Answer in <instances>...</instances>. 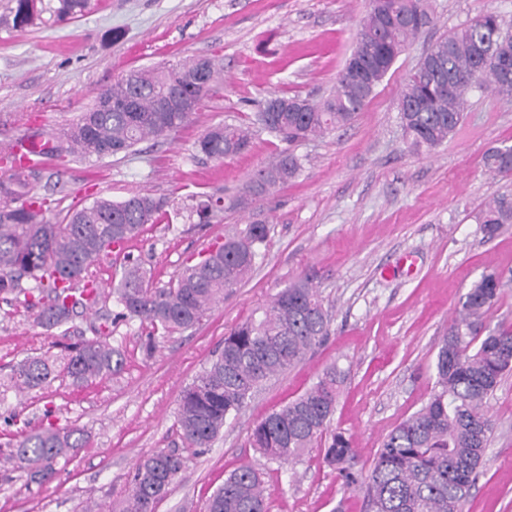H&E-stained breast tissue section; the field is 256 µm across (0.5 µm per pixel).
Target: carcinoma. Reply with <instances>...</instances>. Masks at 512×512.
Instances as JSON below:
<instances>
[{
  "label": "carcinoma",
  "instance_id": "1",
  "mask_svg": "<svg viewBox=\"0 0 512 512\" xmlns=\"http://www.w3.org/2000/svg\"><path fill=\"white\" fill-rule=\"evenodd\" d=\"M17 28L34 24L45 13L60 20L82 14L88 0H12ZM433 22L428 0H368L356 45L362 47L364 72L349 74L351 59L336 78L335 91L315 103L299 94H276L253 113L252 128L220 124L209 128L197 151L222 161L247 151L252 132H264L286 147L258 169L240 202L265 198L277 185L302 170L290 146L308 137L350 124L366 106L398 56ZM200 58L172 66L133 70L96 98L80 119L39 141L40 161L62 163L69 157L102 159L129 153L148 139L166 137L188 121V112H158L168 87L193 72ZM212 80L184 84L202 105L219 84L216 60L205 57ZM512 27L487 11L443 35L420 58L398 100L403 137L415 151H433L448 142L464 121L469 94L492 84L512 102ZM15 142H0V293L23 294L35 321L50 330L68 323L77 306L92 307L100 293L92 266L112 247L135 237L146 224L168 217L169 200L133 193L120 201L100 198L70 206L55 222L45 218V199L33 193L34 168L14 152ZM484 166L512 174V146L495 147ZM190 212L211 222L224 211V198L192 196ZM478 223L485 235L512 224V200L491 197ZM265 224H249L238 235L214 245L198 262L185 267L176 285L154 288L136 261L124 267L117 287L113 323L138 320L166 332L199 324L224 293L252 270L268 238ZM33 286L24 288L22 280ZM505 283L498 273H483L460 299L456 316L438 345L435 384L428 401L400 422L383 440L374 464L363 477L354 469L358 456L344 433L330 430L344 371L332 365L309 388L253 428L250 443L259 455L278 464L300 459L320 448L323 463L343 486L363 493L367 512H465V504L487 462L494 424L484 411L487 398L512 371V328L488 329ZM331 314L303 273L278 291L261 315L224 336L212 361L184 390L176 424L183 445L203 452L224 425L237 417L264 383L301 361L326 340ZM110 327L84 339L61 356L28 357L14 371L20 389L66 377L76 386L114 374L124 364L121 350L109 343ZM85 438L78 428L53 424L31 430L9 444L13 470L31 483L45 481L58 460L78 453ZM184 466L178 451L162 448L136 465L130 492L119 512H155ZM263 473L252 465L238 468L207 500L203 512H269Z\"/></svg>",
  "mask_w": 512,
  "mask_h": 512
}]
</instances>
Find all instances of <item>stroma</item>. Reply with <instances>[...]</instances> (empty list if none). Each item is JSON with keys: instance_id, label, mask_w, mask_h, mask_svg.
<instances>
[{"instance_id": "1", "label": "stroma", "mask_w": 512, "mask_h": 512, "mask_svg": "<svg viewBox=\"0 0 512 512\" xmlns=\"http://www.w3.org/2000/svg\"><path fill=\"white\" fill-rule=\"evenodd\" d=\"M431 4L433 25L407 46L355 121L295 146L303 169L294 180L200 224L182 211L187 195L236 196L278 142L260 133L248 151L217 161L197 153V139L211 126L248 122L275 92L328 97L355 45L365 0H89L82 17H46L24 29L12 25L11 0H0V141L75 122L127 71L196 56L223 66L219 92L167 138L127 155L38 165L33 186L53 221L69 205L99 197L140 191L171 200L167 221L145 225L139 238L97 262L101 285L120 279L130 255L150 271L153 287H169L225 236L249 224L270 228L252 272L194 328L166 334L137 320L114 325L110 342L122 351L123 368L83 388L59 377L21 391L11 376L26 357L60 355L93 336L114 302L76 308L61 331L38 325L23 298L0 294V459L24 423L36 428L49 419L88 437L42 483L0 470V512H116L136 464L158 448L182 449L184 466L156 512H201L225 477L247 464L264 469L269 512H365L362 494L342 487L318 449L281 466L263 462L249 440L257 421L335 364L346 380L331 427L352 439L356 470L369 472L383 439L428 401L437 342L483 272L505 281L491 325H512V225L489 239L475 219L490 197H512V176L483 163L488 149L512 145V104L489 88L471 93L458 133L430 153L408 148L398 120V94L427 47L489 10L512 26V0ZM116 28L124 32L118 40ZM305 271L332 315L326 341L256 392L212 448L183 450L175 420L184 388L226 332L259 315ZM486 409L494 423L488 463L465 510L512 512V374Z\"/></svg>"}]
</instances>
